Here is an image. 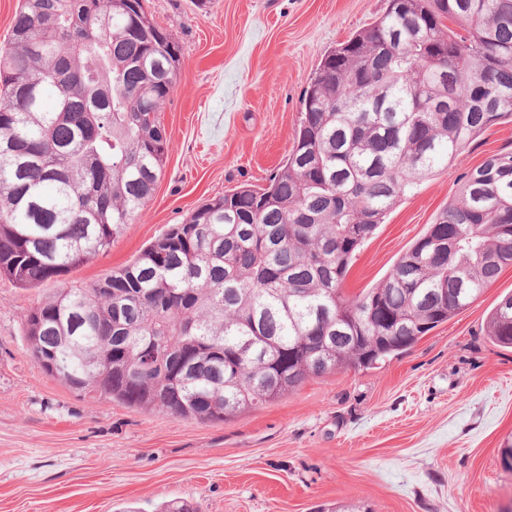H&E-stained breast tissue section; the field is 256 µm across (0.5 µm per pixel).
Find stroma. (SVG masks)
I'll list each match as a JSON object with an SVG mask.
<instances>
[{
    "label": "stroma",
    "mask_w": 512,
    "mask_h": 512,
    "mask_svg": "<svg viewBox=\"0 0 512 512\" xmlns=\"http://www.w3.org/2000/svg\"><path fill=\"white\" fill-rule=\"evenodd\" d=\"M387 0H146L181 51L163 105L168 157L151 197L111 247L39 288L0 278V512H512V349L485 334L512 266L468 309L374 368L308 378L224 421L80 394L45 374L28 311L61 288L129 264L193 210L263 186L294 143L301 99L325 53ZM512 151L488 128L398 202L349 265L343 291L378 286L457 195L462 174Z\"/></svg>",
    "instance_id": "1"
}]
</instances>
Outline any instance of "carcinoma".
Segmentation results:
<instances>
[{
	"instance_id": "carcinoma-1",
	"label": "carcinoma",
	"mask_w": 512,
	"mask_h": 512,
	"mask_svg": "<svg viewBox=\"0 0 512 512\" xmlns=\"http://www.w3.org/2000/svg\"><path fill=\"white\" fill-rule=\"evenodd\" d=\"M179 66L144 0H21L0 50L1 277L37 288L111 246L163 171ZM508 119L512 0H389L322 59L269 183L40 301L25 318L36 359L79 393L223 421L411 348L512 265V152L465 172L377 287L346 296L349 264L409 191ZM486 332L512 347L511 294Z\"/></svg>"
}]
</instances>
